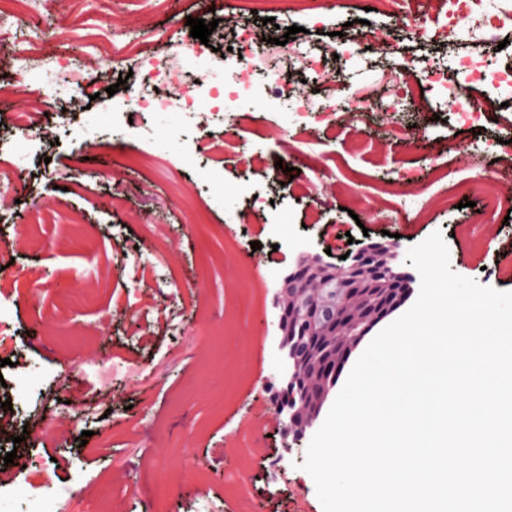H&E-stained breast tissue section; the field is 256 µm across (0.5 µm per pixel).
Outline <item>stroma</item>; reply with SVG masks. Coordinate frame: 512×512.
I'll use <instances>...</instances> for the list:
<instances>
[{
  "label": "stroma",
  "mask_w": 512,
  "mask_h": 512,
  "mask_svg": "<svg viewBox=\"0 0 512 512\" xmlns=\"http://www.w3.org/2000/svg\"><path fill=\"white\" fill-rule=\"evenodd\" d=\"M365 2L325 0L317 17L283 0L275 14L268 52L283 70L289 52L317 51L334 32L356 34L357 19L396 41L385 59L366 52L328 59L341 80L319 87L318 102L342 107L361 88L372 91V104L356 128L341 109L327 118L308 113L306 142L298 141L287 104L273 112L255 105L205 124L189 112H144L132 129L112 113L124 92L101 93L90 108L72 111L56 90L91 54L114 81L140 57L166 54L172 83L187 81L197 73L181 53L191 40L188 17L235 21L239 0H77L63 15L45 0H24L31 24L21 23L12 6L0 9V87L12 90L0 98V402L18 409L16 430L45 424L50 415L65 430L53 444L28 448L13 480L0 485V512H34L32 485L43 476L65 512H101L98 489L105 484L112 487L110 512H146L151 502L158 512H202L209 502L237 512L224 490L237 459L225 448L254 410L275 407L280 359L271 322L280 279L296 256L292 237L320 253L331 224L352 236L354 254L390 232L400 268L411 274L408 250L439 231L452 271L512 292V275L499 264L512 248V220L485 200L488 163L504 152L498 139L512 122V105L490 88L468 87L490 116L478 128L462 125L448 102L427 91L418 69L409 77L418 107L389 95L383 77L403 70L407 58L448 67L463 47L418 38L396 27L389 12L365 10ZM292 25L303 29L298 40L278 45ZM21 105L38 115L36 130L26 134L12 123ZM275 127L295 140L292 158L270 136ZM227 128L234 147L206 152L205 143ZM253 155L266 167L246 168ZM281 159L297 167L296 176L283 173ZM433 167L447 176L429 185ZM312 182L331 186L334 196L316 224L307 221L312 199L298 192ZM459 182L473 185L467 207L415 223L426 194ZM245 183L261 203H244L238 189ZM354 194L398 205L401 214L393 221L352 218L346 206ZM23 228L37 249L17 246ZM255 241L260 250H252ZM242 252L254 258L256 290L247 302L237 282ZM75 291L80 301H73ZM120 298L128 307L123 316L114 312ZM58 324L70 336L55 335ZM245 338L251 348L242 358L236 346ZM228 373L239 391L218 410L214 401ZM262 442L271 456L252 471L254 512H323L302 468L309 437L296 440L278 429ZM118 467L125 480H114ZM201 481L209 489L204 497L194 492Z\"/></svg>",
  "instance_id": "35a3bbf8"
}]
</instances>
